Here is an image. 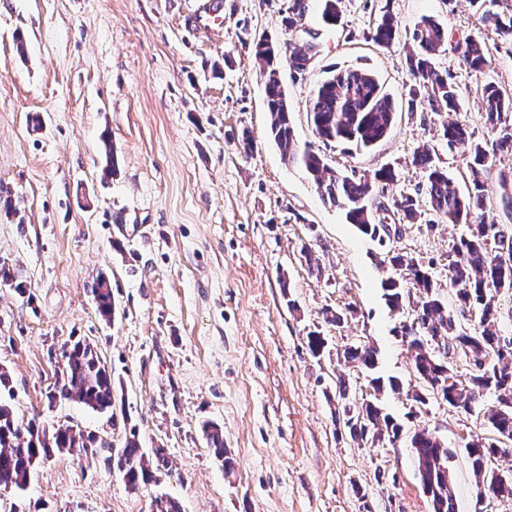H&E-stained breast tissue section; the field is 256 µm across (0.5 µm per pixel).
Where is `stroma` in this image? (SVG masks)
<instances>
[{
    "label": "stroma",
    "mask_w": 512,
    "mask_h": 512,
    "mask_svg": "<svg viewBox=\"0 0 512 512\" xmlns=\"http://www.w3.org/2000/svg\"><path fill=\"white\" fill-rule=\"evenodd\" d=\"M205 3L0 0V266L28 289L0 283V367L10 375L0 401L103 443L88 457L54 455L25 492L0 487V512H150L159 492L184 512H432L406 441L352 439L329 401L340 376L353 399L373 392L367 372L337 360L347 345L374 343L386 377L409 381L411 364L382 297L392 270L380 250L268 135L253 42L286 39L285 0H223L220 27L207 31L194 26ZM385 9L404 29L425 17L457 38L478 29L470 0H344L331 28L311 5L303 25L319 32L320 52L304 75H283L295 136L315 140L309 98L326 69L367 67L393 96L396 123L371 149L325 147L328 166L369 176L392 167L385 195L397 197L422 182L412 155L427 143L466 190V161L448 150L442 125L462 117L487 137L481 89L512 92V43L489 35L492 62L480 72L442 56L462 91L459 113L411 112L413 44L386 49L363 37ZM106 136L118 170L105 180ZM467 230L406 223L393 245L442 277ZM309 242L322 276L301 257ZM102 275L114 302L108 322L92 294ZM327 308L348 310L347 321L326 325ZM312 331L327 340L318 358ZM75 339L112 369L108 411L49 397L60 349ZM380 398L407 430H428L452 453L457 512H512L510 499L480 502L466 452L495 435L486 417L494 394L468 414L433 398L414 417L405 394ZM207 421L224 430L231 472L207 444ZM133 433L144 452L164 449L171 471L160 485L131 488L113 467Z\"/></svg>",
    "instance_id": "1"
}]
</instances>
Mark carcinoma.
<instances>
[{
	"mask_svg": "<svg viewBox=\"0 0 512 512\" xmlns=\"http://www.w3.org/2000/svg\"><path fill=\"white\" fill-rule=\"evenodd\" d=\"M311 0H288L282 24L288 29L300 27ZM324 24L336 26L342 18V0H320ZM496 0H471L480 13L485 28L512 41V4L506 9H493ZM400 36L397 21L384 12L370 31L368 39L377 46L389 48ZM416 47L406 58L411 76L408 105L422 112L457 111L461 92L451 81L439 59L453 52L468 68L483 70L490 54L472 37L455 40L442 23L424 18L409 33ZM279 42L268 36L254 43V55L261 62L266 104L269 112V135L279 146L284 160L302 168L321 199L342 210L348 223L386 250L387 262L399 278L383 282V297L389 309L398 314L414 310L419 324L399 323L398 333L411 354L416 380L424 391H413V408L428 405L427 394L439 396L450 407L466 413L486 393L496 395L497 405L489 410L488 420L496 434L512 441V344L502 345L500 329L502 313L497 297L512 290V226L499 223L487 209L486 182L500 154H512V94L494 83L483 86V120L489 138L478 140L464 120L443 125L442 137L448 148L462 151L469 171V188L462 195L439 162L435 148L424 144L413 154V163L425 174L424 186L414 193H403L393 199L392 207L380 201L379 188L396 181L390 167L374 175L358 176L331 169L325 158L311 144H299L291 124L288 98L281 81V69L304 74L312 56L307 45L292 43L279 54ZM310 120L315 136L324 143L345 142L358 149L376 145L384 139L396 121L393 98L384 93L376 75L368 68H336L312 91L309 99ZM401 222L414 224L426 220L431 229L439 223L470 224L469 232L460 235L452 245L454 259L448 263V285L456 289L458 311H448L439 293L441 284L433 276L432 266L416 257L389 248L392 225L386 223L389 209ZM98 314L112 319V288L101 278L92 289ZM478 313V321L468 328L459 318ZM460 353L466 360L484 359L471 371L460 376L448 365V353ZM62 366L54 384L53 399L77 401L93 410L112 407L113 377L109 368L91 344L76 340L63 346ZM343 357L372 374L371 383L377 395L359 404L350 403L349 388L342 380L336 383L344 425L357 440L372 444L388 439L396 442L403 427L384 412L379 393L388 388L397 391L401 381L377 375L378 350L364 341L344 349ZM203 433L215 457L224 468L232 467L226 456L224 436L212 422L203 425ZM101 443L96 435L62 425L52 431L36 420L19 419L12 408L0 401V486L24 490L37 465L54 451H76L94 455ZM408 447L415 459L416 475L424 493L430 495L432 512H457L449 485L448 449L424 432L411 433ZM467 455L480 489L488 496L512 497V476L501 475L492 461L512 450L495 442L472 441L466 445ZM165 450L155 448L146 456L136 434L127 438L116 467L125 482L136 489L158 483L157 473L166 468ZM152 512H182L178 499L157 494L151 502Z\"/></svg>",
	"mask_w": 512,
	"mask_h": 512,
	"instance_id": "cac0c4a2",
	"label": "carcinoma"
}]
</instances>
